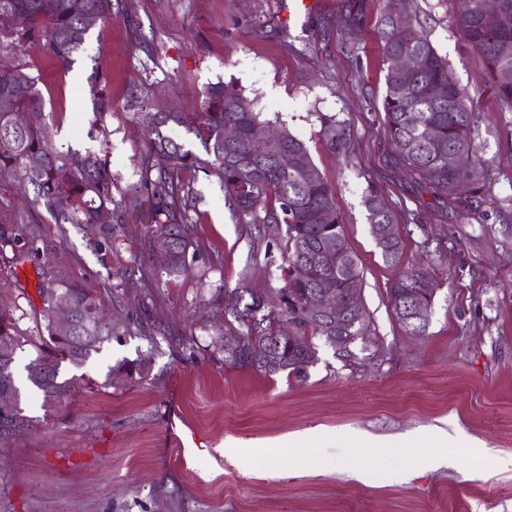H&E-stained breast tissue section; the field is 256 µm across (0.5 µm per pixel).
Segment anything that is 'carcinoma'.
<instances>
[{
    "label": "carcinoma",
    "mask_w": 512,
    "mask_h": 512,
    "mask_svg": "<svg viewBox=\"0 0 512 512\" xmlns=\"http://www.w3.org/2000/svg\"><path fill=\"white\" fill-rule=\"evenodd\" d=\"M112 0H0V174L10 173L28 184L32 202L44 207L59 224H95L97 234L89 245L102 265H108L117 224L136 215L148 225L152 247L169 255L164 273L177 277L193 263L191 251L194 208L185 189L188 170L215 176L224 186L225 204L242 224L257 228L250 259L258 255L278 264L283 286L270 295L244 285L235 289L234 307L224 308V289H214L212 305L229 327L224 334L239 335L243 347L233 356L224 354L220 339L214 351L224 355V365L238 370H256L268 376L287 373L297 378L319 360L315 340L353 336L368 330L367 320L357 322L359 308L350 294V283L361 281L358 259L349 251L326 261L325 253L345 238L334 202L335 190L323 178L305 144L287 129H280L274 143L256 138L255 131L269 126L261 113L238 91L217 83L202 95L200 110L177 112L159 108L152 84L144 82L131 95L135 118L147 132L139 181L127 190L117 188L112 172L100 155L72 147H58L50 139L38 77L13 61L17 50L40 42L55 63L68 69L73 55L86 41L91 26L85 18L112 19ZM495 16L494 28L483 25ZM452 23L470 44L487 71L490 89L499 100L512 105V0H469V6L454 15ZM378 37L386 65L382 101L386 124L399 163L415 179L441 199L454 213L468 217L481 206L479 188L459 191L462 179H473L481 156L473 138L477 115L467 105L446 58L428 38L425 28L411 17L386 14L380 20ZM94 123L101 126L111 111L107 78L95 70L90 77ZM324 131L333 147L343 148L345 131L336 120L323 118ZM183 127L203 147L201 157L169 135ZM232 126L236 137L224 139ZM365 205L370 227L379 232L376 245L383 260L396 265L403 242L393 217L379 194L371 190ZM51 251L32 225L0 224V264L13 256L40 258ZM156 275L145 269L139 278H127L128 292L152 297ZM435 287L429 272L414 267L398 274L389 289L394 317L413 335L416 321L410 305H431L427 287ZM344 302L338 315L314 321L308 313L320 298L334 291ZM41 322L37 334L25 336L11 310L0 305V345L9 339V357L0 358V387L18 384L17 355L29 348L34 359L25 365L29 391L38 393L42 407L57 410L73 391L86 382L84 375L61 379L62 363L80 368L100 354L112 340L139 333L125 322H104L97 316L102 294L81 287L61 276L53 267L43 268ZM73 307L74 327L59 332L52 313L58 297ZM295 325L288 336L283 325ZM265 345L271 360L257 365L249 346ZM147 358L121 360L108 366L105 386L126 387L148 376ZM33 427V420L16 405L0 421V440Z\"/></svg>",
    "instance_id": "obj_1"
}]
</instances>
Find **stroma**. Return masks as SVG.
I'll return each instance as SVG.
<instances>
[{
    "mask_svg": "<svg viewBox=\"0 0 512 512\" xmlns=\"http://www.w3.org/2000/svg\"><path fill=\"white\" fill-rule=\"evenodd\" d=\"M411 9L478 114L485 161L482 217L445 208L399 164L381 112L386 67L378 23ZM457 0H118L70 70L38 44L21 64L39 75L56 145L105 158L119 187L137 181L145 134L128 104L143 72L158 103L198 111L208 85L241 92L264 118L307 146L336 188L346 244L358 257L369 334L342 352L320 345L297 379L224 366L208 331L212 289L281 287L280 273L252 262L253 238L236 223L213 177L188 172L195 199L196 262L160 274L145 225L128 221L102 266L90 228L59 224L12 177H0V223L32 224L51 242L44 260L0 265V302L34 335L42 265L100 291L121 272L158 270L149 311L124 300L113 316L148 315L157 347L125 336L83 368L92 386L45 414L30 395V431L0 442V512H512V106L494 97L485 69L456 31ZM109 78L106 132L93 127L87 78ZM346 132L330 147L322 117ZM376 189L404 243L384 263L364 201ZM421 263L438 284L425 335L396 321L389 288ZM194 336V350L178 339ZM147 356L145 381L105 387L110 364ZM378 445L358 448L351 435ZM404 472L386 480L388 466Z\"/></svg>",
    "mask_w": 512,
    "mask_h": 512,
    "instance_id": "35a3bbf8",
    "label": "stroma"
}]
</instances>
